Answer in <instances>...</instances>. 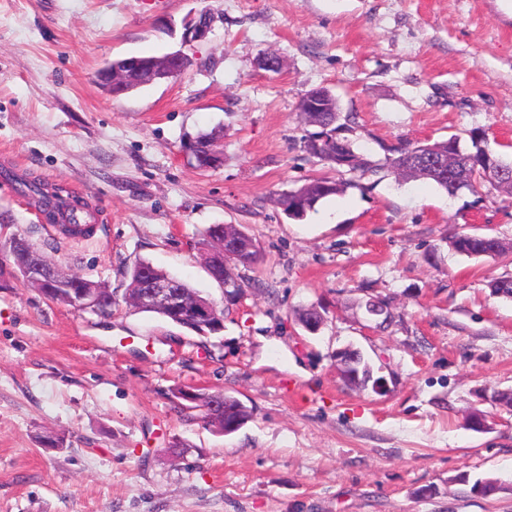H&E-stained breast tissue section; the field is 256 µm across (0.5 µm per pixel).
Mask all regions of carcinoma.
<instances>
[{"instance_id": "cac0c4a2", "label": "carcinoma", "mask_w": 512, "mask_h": 512, "mask_svg": "<svg viewBox=\"0 0 512 512\" xmlns=\"http://www.w3.org/2000/svg\"><path fill=\"white\" fill-rule=\"evenodd\" d=\"M340 112L335 96H330L326 101L325 110L322 112L307 113L309 124L317 126L320 131L310 134L303 141V150L311 156L339 167H346L352 172H358L364 176L378 172V166L366 159L363 154L354 149L352 140L347 136L339 135L341 131L349 130V127L339 123ZM470 146L461 147L459 137L453 135L446 140L436 141L431 144L400 143L388 149L386 157L387 166L396 174L430 180L450 197H456L465 190L475 191L477 186L488 183L494 184L498 170L512 169V156L491 148L488 144L487 134L479 129H473L470 134ZM221 136L215 132L202 133L194 141L190 142L187 149L197 157V167H202L204 160L198 158L200 154L223 155ZM463 155V160L457 172L450 174L447 169H440L432 164L422 165L424 158L434 155L448 157V155ZM23 191L32 193L40 198L44 213L49 220H54L53 211L63 209L70 213L77 210V205H60L59 201L44 192L41 184L26 182L22 184ZM339 192V186L323 179L310 180L303 185L280 195L278 204L280 207H303L305 212L315 209V206L323 199ZM206 240L212 242L222 238H229L233 243L230 254L225 256L224 266L209 272L216 282H221L224 276L231 279L230 287H237L235 270L238 267H250L260 261V252L254 239L244 231L225 224H213L204 233ZM453 248L467 256H488L491 258L502 257L508 249L503 242L489 235L463 234L453 241ZM219 407L224 409L225 418L240 417L246 421L251 417V409L239 399L217 393Z\"/></svg>"}]
</instances>
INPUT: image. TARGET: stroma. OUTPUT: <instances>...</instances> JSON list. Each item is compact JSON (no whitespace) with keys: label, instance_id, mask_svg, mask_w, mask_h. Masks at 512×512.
Wrapping results in <instances>:
<instances>
[{"label":"stroma","instance_id":"stroma-1","mask_svg":"<svg viewBox=\"0 0 512 512\" xmlns=\"http://www.w3.org/2000/svg\"><path fill=\"white\" fill-rule=\"evenodd\" d=\"M201 10L211 32L183 45ZM179 49L191 64L177 77L118 98L96 79ZM271 53L274 72L259 66ZM320 87L378 174L304 152L315 128L298 108ZM475 128L512 144V0H0V163L17 170L0 180V236L115 298L104 318L0 290V512H512V408L489 400L512 391V299L489 288L512 254L450 245L512 243V194L451 198L384 165L387 147ZM212 130L223 163L202 170L186 145ZM320 177L341 192L288 218L278 195ZM22 179L78 198L95 234L55 233ZM213 224L262 255L230 298L200 261ZM139 260L209 297L223 330L126 307ZM312 305L314 335L295 318ZM348 345L382 391L339 376ZM178 387L235 396L251 418L221 434L174 406ZM485 477L500 490L473 494ZM453 248L471 257L496 258L504 256L509 251L498 237L478 234L460 235L453 241Z\"/></svg>","mask_w":512,"mask_h":512}]
</instances>
